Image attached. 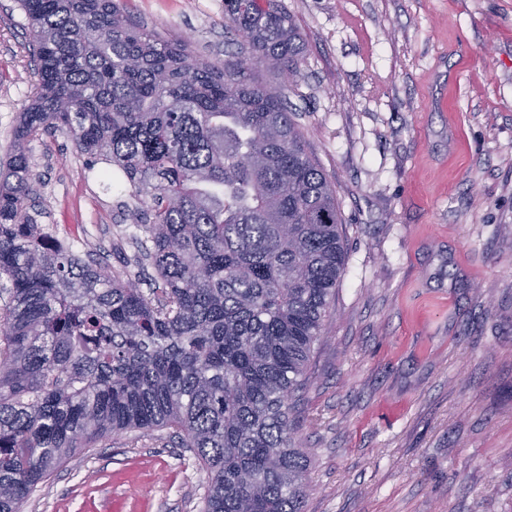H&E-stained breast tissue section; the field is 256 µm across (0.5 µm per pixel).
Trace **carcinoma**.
<instances>
[{
    "mask_svg": "<svg viewBox=\"0 0 512 512\" xmlns=\"http://www.w3.org/2000/svg\"><path fill=\"white\" fill-rule=\"evenodd\" d=\"M36 91L0 162V512H22L79 448L169 429L211 478L204 512H303L307 449L288 398L344 273L334 184L278 80L194 58L120 0H19ZM276 76L301 36L274 0H224ZM61 130L144 206L146 294L52 247L23 141Z\"/></svg>",
    "mask_w": 512,
    "mask_h": 512,
    "instance_id": "carcinoma-1",
    "label": "carcinoma"
}]
</instances>
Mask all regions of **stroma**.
<instances>
[{
  "instance_id": "1",
  "label": "stroma",
  "mask_w": 512,
  "mask_h": 512,
  "mask_svg": "<svg viewBox=\"0 0 512 512\" xmlns=\"http://www.w3.org/2000/svg\"><path fill=\"white\" fill-rule=\"evenodd\" d=\"M304 43L288 109L346 227L336 312L291 398L312 456L305 512H512V0H275ZM223 65L224 0H122ZM0 0V157L36 76ZM38 223L155 285L139 205L63 132L24 143ZM208 474L166 431L78 449L23 512H201Z\"/></svg>"
}]
</instances>
